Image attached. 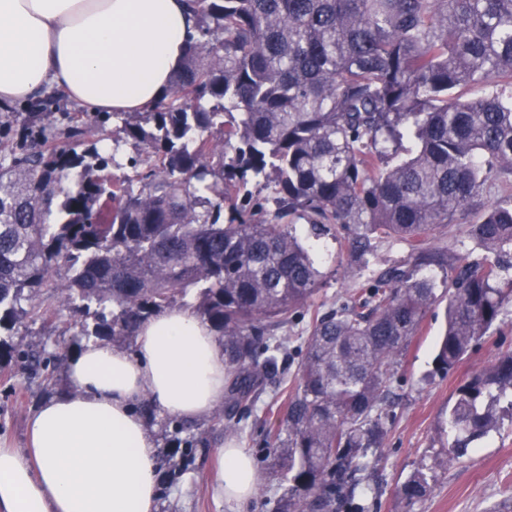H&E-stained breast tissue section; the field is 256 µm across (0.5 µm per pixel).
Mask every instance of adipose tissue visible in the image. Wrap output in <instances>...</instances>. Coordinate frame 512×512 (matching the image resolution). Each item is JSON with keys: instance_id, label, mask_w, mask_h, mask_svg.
I'll list each match as a JSON object with an SVG mask.
<instances>
[{"instance_id": "ef3b65f1", "label": "adipose tissue", "mask_w": 512, "mask_h": 512, "mask_svg": "<svg viewBox=\"0 0 512 512\" xmlns=\"http://www.w3.org/2000/svg\"><path fill=\"white\" fill-rule=\"evenodd\" d=\"M186 0H0V104L54 88L93 112H141L186 54ZM137 355L99 341L69 361L71 390L30 419L27 448L0 444V512H158L157 445L135 410L149 399L195 421L224 403V349L190 309L150 318ZM251 459L219 450L217 492L254 493Z\"/></svg>"}]
</instances>
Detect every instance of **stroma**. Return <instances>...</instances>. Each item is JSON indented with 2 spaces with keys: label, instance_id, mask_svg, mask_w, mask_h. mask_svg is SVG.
Segmentation results:
<instances>
[{
  "label": "stroma",
  "instance_id": "obj_1",
  "mask_svg": "<svg viewBox=\"0 0 512 512\" xmlns=\"http://www.w3.org/2000/svg\"><path fill=\"white\" fill-rule=\"evenodd\" d=\"M295 226L304 242L314 247L326 276L312 307L303 309L284 330L285 335L304 337L314 310L325 311L339 304L345 290L356 282L343 273L347 262L343 241L330 232L314 235L302 219L296 220ZM52 308L53 331L38 323H25L13 341L27 350L64 352V359L51 361L44 377L24 369L16 360L0 365V441L13 448L26 447L28 420L40 405L69 392L67 358L84 342L83 327L94 324L92 316L74 314L60 302H53ZM443 327L444 309L438 306L428 313L398 369L394 387L399 399L390 410L384 445L371 461L373 474L362 498L367 512H512V415L501 414L496 429L464 457L445 468L436 464L442 451L437 432L457 386L500 353L512 350V306L490 335L446 376L433 372L435 346ZM301 360V354L294 352L280 361L281 385H267L254 402L252 416L242 419L235 431L213 426L208 418L186 421L148 402L140 403L158 442L159 512H274L281 490L265 440L281 415L266 414L265 409L272 399H285L297 381ZM230 440L252 457L258 471L255 493L242 509L216 497L213 490L216 453ZM419 469L433 470V490L409 508L397 489Z\"/></svg>",
  "mask_w": 512,
  "mask_h": 512
}]
</instances>
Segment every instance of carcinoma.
Returning a JSON list of instances; mask_svg holds the SVG:
<instances>
[{"mask_svg":"<svg viewBox=\"0 0 512 512\" xmlns=\"http://www.w3.org/2000/svg\"><path fill=\"white\" fill-rule=\"evenodd\" d=\"M188 6L198 36L146 111L100 112L90 125L39 97L21 121L0 113V358L41 367L42 352L13 336L52 321L45 288L93 313L102 341L188 306L224 347L228 409L214 423L232 430L238 405L278 372V332L324 278L282 220L339 233L353 277L376 243L397 238L406 262L313 317L286 427L270 436L284 486L276 512H365L364 457L382 446L395 374L429 311L445 304L434 363L448 374L512 304V193L484 198L492 181H512V0ZM489 81L500 90L453 94ZM111 119L142 145L134 179L94 174L114 157L88 138ZM252 181L270 195L253 198ZM453 223L481 260L439 241ZM500 410L512 414V352L456 389L440 466L494 430ZM431 491L418 470L397 494L413 505Z\"/></svg>","mask_w":512,"mask_h":512,"instance_id":"1","label":"carcinoma"}]
</instances>
